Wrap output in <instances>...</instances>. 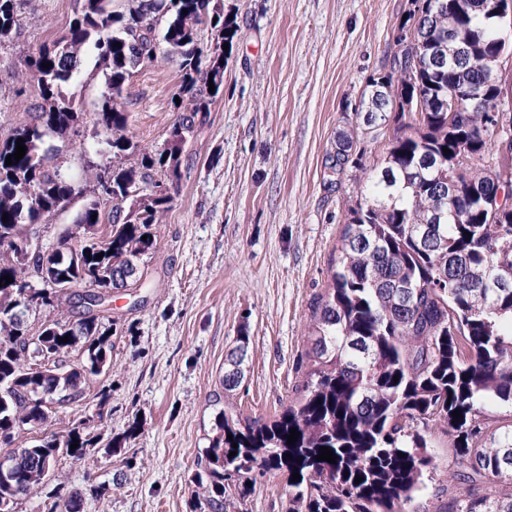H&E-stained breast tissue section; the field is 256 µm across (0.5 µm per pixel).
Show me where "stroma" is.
<instances>
[{"label": "stroma", "mask_w": 512, "mask_h": 512, "mask_svg": "<svg viewBox=\"0 0 512 512\" xmlns=\"http://www.w3.org/2000/svg\"><path fill=\"white\" fill-rule=\"evenodd\" d=\"M81 0H25L13 42L0 46V139L31 123L40 97L23 60L64 34ZM410 0H224L237 33L224 54V92L199 113L181 153L182 178L141 267V287L114 290L110 369L84 399L58 408L50 429L89 421L98 444L84 461L59 457L56 480L80 512H192L196 460L224 409L267 422L298 401L310 369L313 315L359 194L384 158L392 124L368 127L358 163L336 172V140L356 121L373 76L390 70ZM177 58L135 69L125 91L138 152L163 150L179 112ZM80 120L47 133L46 166L84 186L108 161L97 119L106 69L85 49L62 88ZM248 336L244 377L225 390L224 360ZM109 391L101 400V391ZM115 453H108L107 443ZM438 465L419 512H446L463 486L448 474L451 441L432 430ZM227 512H285L288 483L254 470Z\"/></svg>", "instance_id": "stroma-1"}]
</instances>
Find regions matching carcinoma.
Instances as JSON below:
<instances>
[{
    "label": "carcinoma",
    "mask_w": 512,
    "mask_h": 512,
    "mask_svg": "<svg viewBox=\"0 0 512 512\" xmlns=\"http://www.w3.org/2000/svg\"><path fill=\"white\" fill-rule=\"evenodd\" d=\"M19 2L0 0V45L18 30ZM212 2L124 0L114 10L112 0H82L66 34L24 60L42 102L33 122L0 141V217L8 214L0 220V437L12 441L25 428L42 437L0 462V512H15L21 497L46 485V461L60 454L83 460L96 446L83 422L63 434L46 432L51 410L43 395L77 403L88 380L110 366L112 325L105 316L86 305L79 321L45 324L32 343L27 320L40 306L16 304L13 284L3 282L39 276L40 267L26 265L13 243L75 194L73 183L45 168L41 154L46 132L63 133L79 119L61 84L76 73L84 47L97 51L108 70L98 123L112 157L94 179L109 176L112 208L89 201L74 218L85 236L73 247L60 241L47 249L49 279L71 288L56 305L82 300L75 287L92 284L104 268L117 265L137 280L143 257L156 248L153 227L173 197L155 196L149 185L157 173L181 178L185 139L174 134L162 151L127 165L135 146L126 135L124 90L132 69L154 60L155 39L162 38L167 54L180 60L174 129L190 132L224 89L216 82L209 91V79L224 77V45L235 36L224 9ZM502 2L412 0L402 26L418 18L427 34L402 50L412 76L394 64L371 80L361 100L368 125L391 120L396 127L387 155L349 209L331 288L315 311L305 395L269 423L219 412L216 433L197 460L195 512H227L231 500L245 497L256 467L287 476L286 512H415V495L437 469L427 451L431 423L452 436L448 471L467 485L448 499V512H512V424L490 433L475 425L492 407L512 405V290L489 287L495 277L512 280V214H496L474 197L490 191L487 163L502 153L499 136L483 128V114L503 89L494 56L512 49L502 35ZM202 26L214 43L207 55L198 47ZM466 87L479 97L449 113L451 93ZM405 92L420 102L418 111L391 117L392 100ZM19 138L26 154L8 166ZM134 188L144 199L129 204ZM248 341L239 337L224 361L228 391L242 377ZM75 351L84 359L71 360ZM33 352L54 368L39 369ZM455 410L461 417L452 416ZM292 428L297 441L290 445ZM323 447L333 450L335 463L316 460ZM294 473L301 476L295 483ZM54 498L53 512H80L76 495Z\"/></svg>",
    "instance_id": "cac0c4a2"
}]
</instances>
